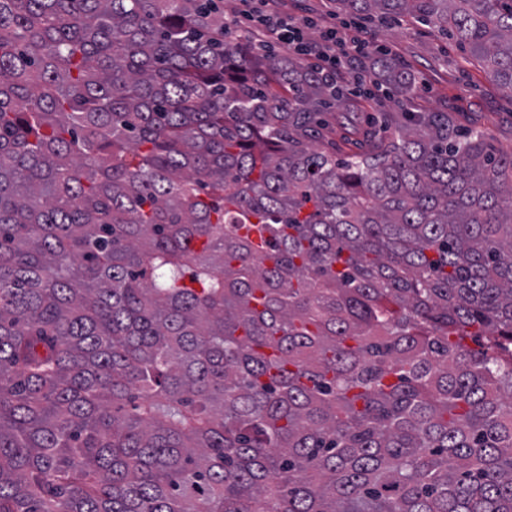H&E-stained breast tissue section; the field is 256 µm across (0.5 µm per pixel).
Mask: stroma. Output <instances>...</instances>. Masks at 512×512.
<instances>
[{"mask_svg":"<svg viewBox=\"0 0 512 512\" xmlns=\"http://www.w3.org/2000/svg\"><path fill=\"white\" fill-rule=\"evenodd\" d=\"M366 24L374 39L390 44L417 79L427 84L426 91L414 100L397 96L385 100L383 112L400 117L412 106L421 112H452L461 127L485 128L497 149L512 151V95L505 93L475 56L446 34L407 17L388 21L370 18ZM346 109L354 116L359 134L337 122L335 113L326 115L335 130L333 139L340 158L361 151V132L369 128L374 115L357 100L347 101Z\"/></svg>","mask_w":512,"mask_h":512,"instance_id":"stroma-1","label":"stroma"}]
</instances>
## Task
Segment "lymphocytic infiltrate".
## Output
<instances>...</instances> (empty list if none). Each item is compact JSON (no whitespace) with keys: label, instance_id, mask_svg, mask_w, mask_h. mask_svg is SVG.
I'll return each instance as SVG.
<instances>
[{"label":"lymphocytic infiltrate","instance_id":"1","mask_svg":"<svg viewBox=\"0 0 512 512\" xmlns=\"http://www.w3.org/2000/svg\"><path fill=\"white\" fill-rule=\"evenodd\" d=\"M317 26L323 29L320 39L308 38V30ZM224 27L235 31L241 47L259 39L266 49L295 52L335 82L350 85L355 97L371 102L381 97L383 83L369 72L368 63L372 56H387L391 50L373 42L358 22L343 20L323 26L313 13L284 9L280 0H261L259 6L246 7L241 17L225 21Z\"/></svg>","mask_w":512,"mask_h":512}]
</instances>
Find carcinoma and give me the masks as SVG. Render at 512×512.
Masks as SVG:
<instances>
[{"mask_svg":"<svg viewBox=\"0 0 512 512\" xmlns=\"http://www.w3.org/2000/svg\"><path fill=\"white\" fill-rule=\"evenodd\" d=\"M333 2L512 92V0ZM334 102L209 0H0V512H512V153ZM360 102L361 101L358 100H346V110L343 111L338 108L335 111L324 115L325 119L330 122L335 130L333 139L336 142V157L338 159L344 158L347 154L360 152L364 144L362 134L353 135L349 129V126H346V124H342L336 120L338 113L351 112L357 122L358 127L362 130H367L371 128V124L369 122L371 121L372 117L377 118L376 120L378 121L373 129H378L380 125L379 120L381 117L385 115L407 117L409 113L404 112H411L409 110V101L398 96H393L391 99H386L384 104L377 106V109H374V111L368 107H363Z\"/></svg>","mask_w":512,"mask_h":512,"instance_id":"obj_1","label":"carcinoma"}]
</instances>
